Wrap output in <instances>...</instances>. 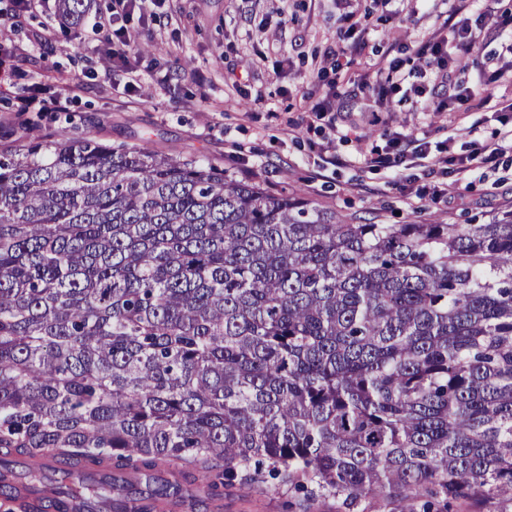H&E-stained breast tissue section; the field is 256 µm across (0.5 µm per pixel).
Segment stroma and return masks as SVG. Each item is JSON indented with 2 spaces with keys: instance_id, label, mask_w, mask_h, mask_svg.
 Listing matches in <instances>:
<instances>
[{
  "instance_id": "stroma-1",
  "label": "stroma",
  "mask_w": 512,
  "mask_h": 512,
  "mask_svg": "<svg viewBox=\"0 0 512 512\" xmlns=\"http://www.w3.org/2000/svg\"><path fill=\"white\" fill-rule=\"evenodd\" d=\"M0 40L13 48L14 67L50 83L67 104L61 112H20L25 87L0 70V145L60 134L193 158L256 181L272 192L298 191L320 207L374 224H476L512 209V146L494 168L449 175L441 202L409 198L426 183V163L370 167L373 147L393 139L450 142L457 154L477 142H497L512 103V80L491 85L492 103L453 112L425 108L413 93L379 105L362 81L385 78L401 58L425 68L418 47L447 16L444 0H164L148 24L131 22L130 71L102 62L112 0H91L76 23L58 0H39L19 22L2 16ZM354 13L361 48L327 68L339 46L340 19ZM336 87L335 128L310 123L306 95ZM335 164H328V157ZM287 490L250 487L224 500V512H292Z\"/></svg>"
}]
</instances>
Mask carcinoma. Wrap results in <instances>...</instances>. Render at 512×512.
<instances>
[{"instance_id":"obj_1","label":"carcinoma","mask_w":512,"mask_h":512,"mask_svg":"<svg viewBox=\"0 0 512 512\" xmlns=\"http://www.w3.org/2000/svg\"><path fill=\"white\" fill-rule=\"evenodd\" d=\"M76 20L89 0H62ZM117 512L267 478L406 512L512 506V209L358 224L198 160L0 149V470Z\"/></svg>"}]
</instances>
